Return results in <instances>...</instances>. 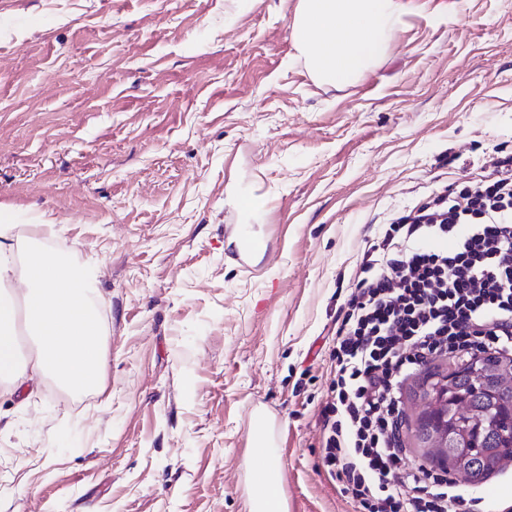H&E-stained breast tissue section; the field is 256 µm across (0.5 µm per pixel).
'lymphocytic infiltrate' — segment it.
<instances>
[{
    "label": "lymphocytic infiltrate",
    "instance_id": "lymphocytic-infiltrate-1",
    "mask_svg": "<svg viewBox=\"0 0 512 512\" xmlns=\"http://www.w3.org/2000/svg\"><path fill=\"white\" fill-rule=\"evenodd\" d=\"M336 319L324 464L357 512H480L447 469L409 462L404 381L433 357L512 354V157L395 216Z\"/></svg>",
    "mask_w": 512,
    "mask_h": 512
}]
</instances>
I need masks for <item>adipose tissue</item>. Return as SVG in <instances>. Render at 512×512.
<instances>
[{
	"label": "adipose tissue",
	"instance_id": "obj_1",
	"mask_svg": "<svg viewBox=\"0 0 512 512\" xmlns=\"http://www.w3.org/2000/svg\"><path fill=\"white\" fill-rule=\"evenodd\" d=\"M409 12L407 0H297L295 60L317 84L351 85L387 55ZM56 235L48 219L32 235L0 224V381L23 377L25 336L35 345V369L80 394L101 389L106 368L98 271L62 259Z\"/></svg>",
	"mask_w": 512,
	"mask_h": 512
}]
</instances>
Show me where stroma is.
Wrapping results in <instances>:
<instances>
[{"label": "stroma", "instance_id": "1", "mask_svg": "<svg viewBox=\"0 0 512 512\" xmlns=\"http://www.w3.org/2000/svg\"><path fill=\"white\" fill-rule=\"evenodd\" d=\"M295 4L0 0V212L98 267L107 358L100 392L0 385V512H248L263 410L284 512H356L318 417L336 315L383 224L512 156V0H411L343 89L293 63ZM457 366L404 385L415 462L417 393Z\"/></svg>", "mask_w": 512, "mask_h": 512}]
</instances>
